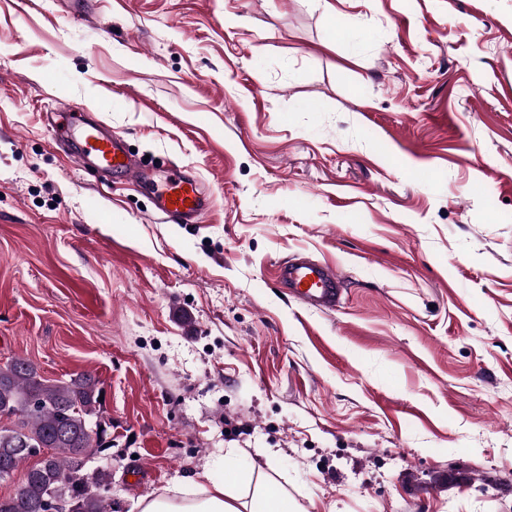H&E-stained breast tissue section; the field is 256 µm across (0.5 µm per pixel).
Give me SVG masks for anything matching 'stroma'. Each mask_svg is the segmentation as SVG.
Wrapping results in <instances>:
<instances>
[{
  "label": "stroma",
  "mask_w": 512,
  "mask_h": 512,
  "mask_svg": "<svg viewBox=\"0 0 512 512\" xmlns=\"http://www.w3.org/2000/svg\"><path fill=\"white\" fill-rule=\"evenodd\" d=\"M69 102L192 167L200 223L55 149ZM17 355L102 381L112 512L228 465L305 512H512V0H0ZM278 278L301 303L319 309L336 306L344 283L336 265L304 258L280 265Z\"/></svg>",
  "instance_id": "stroma-1"
}]
</instances>
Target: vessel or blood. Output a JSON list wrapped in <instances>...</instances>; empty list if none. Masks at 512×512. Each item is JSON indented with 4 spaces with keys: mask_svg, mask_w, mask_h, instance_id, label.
I'll return each instance as SVG.
<instances>
[{
    "mask_svg": "<svg viewBox=\"0 0 512 512\" xmlns=\"http://www.w3.org/2000/svg\"><path fill=\"white\" fill-rule=\"evenodd\" d=\"M56 144L72 152L78 166H93L116 175L152 196L157 211L171 224H195L209 209L210 200L191 170L173 167L156 172L130 155L125 143L106 130L80 104L66 107V122L52 128ZM278 278L301 303L319 309L336 306L344 278L331 263L310 259L284 262Z\"/></svg>",
    "mask_w": 512,
    "mask_h": 512,
    "instance_id": "vessel-or-blood-1",
    "label": "vessel or blood"
}]
</instances>
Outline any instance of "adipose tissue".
I'll return each mask as SVG.
<instances>
[{"label": "adipose tissue", "instance_id": "obj_1", "mask_svg": "<svg viewBox=\"0 0 512 512\" xmlns=\"http://www.w3.org/2000/svg\"><path fill=\"white\" fill-rule=\"evenodd\" d=\"M233 477L215 480L201 472L190 486H175L167 492L147 497L142 512H301L277 481L255 484L248 499H241Z\"/></svg>", "mask_w": 512, "mask_h": 512}]
</instances>
